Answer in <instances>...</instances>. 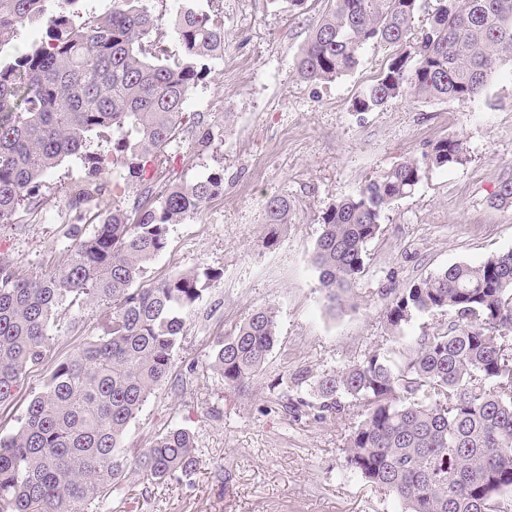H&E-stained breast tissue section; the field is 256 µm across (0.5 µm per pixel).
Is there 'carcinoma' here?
I'll return each instance as SVG.
<instances>
[{"mask_svg": "<svg viewBox=\"0 0 512 512\" xmlns=\"http://www.w3.org/2000/svg\"><path fill=\"white\" fill-rule=\"evenodd\" d=\"M112 0L106 14L82 0H0V224H25L32 198L66 158L84 176L66 187L79 213L64 267L27 277L0 258V407L50 353L59 309L80 300L100 307L90 337L52 368L27 403L17 429L0 436V512H123L124 482L179 480L203 463L193 433L181 427L147 448L123 438L168 378L188 314L219 273L192 269L144 281L164 250L169 226L197 214L221 191L223 175L170 181L167 148L184 105L224 57V16L208 0ZM420 0H335L312 29L295 69L308 82L352 72L369 45L398 51L353 101L371 112L390 101H475L498 68L512 64V0H436L414 32ZM34 22L45 39L5 52ZM173 39L182 54H169ZM196 121L192 144L212 146ZM464 143L444 137L416 157L367 178L322 212L312 262L330 306L349 298L365 269L368 244L397 201L434 167L462 165ZM124 173L112 183L108 174ZM97 210L87 236L80 222ZM286 196L265 205L277 243L288 223ZM448 312V327L423 336L397 364L380 350L317 380V409L339 415L349 403L360 421L346 437L347 466L393 493L404 512H512V250L479 264L455 263L400 289L385 317L391 329L413 313ZM277 342L273 307L254 310L214 342L211 367L240 388Z\"/></svg>", "mask_w": 512, "mask_h": 512, "instance_id": "cac0c4a2", "label": "carcinoma"}]
</instances>
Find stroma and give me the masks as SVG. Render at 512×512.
Returning <instances> with one entry per match:
<instances>
[{"instance_id": "35a3bbf8", "label": "stroma", "mask_w": 512, "mask_h": 512, "mask_svg": "<svg viewBox=\"0 0 512 512\" xmlns=\"http://www.w3.org/2000/svg\"><path fill=\"white\" fill-rule=\"evenodd\" d=\"M221 5L224 57L185 107L186 115H204L214 144L194 152L182 131L169 151L173 180L220 173L224 188L201 213L170 225L166 248L145 273L160 281L208 268L218 277L186 321L168 379L124 435L126 447L144 448L171 427L187 428L205 463L177 482L129 478L127 502L137 512H402L392 493L346 466L356 408L317 417L284 406L315 400L322 373L375 349L399 361L404 348L447 327L449 314L422 313L390 329L385 309L399 289L452 264L512 250V207L494 201L500 182L512 178V66L503 65L473 102L399 98L359 113L351 103L382 72L389 48H366L354 71L334 82H308L295 60L327 0H308L300 12L286 0ZM443 137L461 138L469 162L431 169L386 211L351 300L331 308L312 263L322 211ZM82 175L78 160L64 161L39 193L35 220L0 226V257L21 274L66 261L72 222L64 189ZM277 195L288 196L295 210L270 246L264 206ZM266 305L277 311L278 341L245 388L225 387L210 367L213 343ZM96 312L87 305L60 313L53 360L87 341Z\"/></svg>"}]
</instances>
